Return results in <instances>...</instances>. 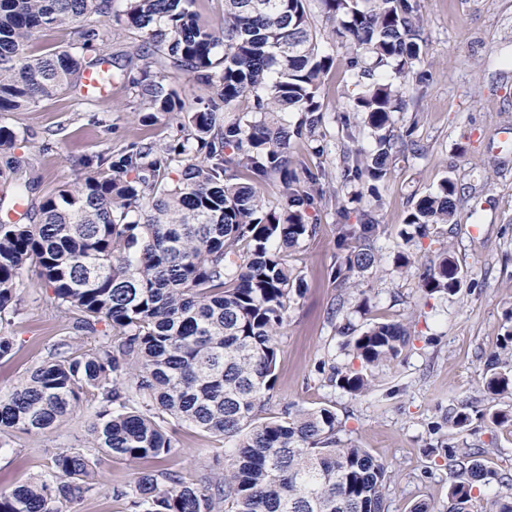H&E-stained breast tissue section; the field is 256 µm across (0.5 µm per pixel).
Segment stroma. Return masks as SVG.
<instances>
[{
    "mask_svg": "<svg viewBox=\"0 0 512 512\" xmlns=\"http://www.w3.org/2000/svg\"><path fill=\"white\" fill-rule=\"evenodd\" d=\"M425 41L416 68L423 80L402 79L403 108L394 113L393 134L406 145L393 155L376 191L346 182L349 149L372 150L374 139L360 123L355 99L364 84L352 67L348 47L332 43L331 28L311 0L319 44L331 51L333 65L318 100L325 114L321 150L292 137L295 160L322 175L313 188L308 223L317 231L287 253L304 288L288 309L279 331L276 383L269 408L322 406L335 411L342 440L368 449L391 471L388 512H410L419 502L446 512L449 449L479 448L486 465L512 478V426L493 425L487 410L512 413V397L484 388L491 354L512 358V0H420ZM129 91L113 85L101 100H82L68 90L36 107L10 113L8 122L27 142L34 159L32 178L38 205L44 192L76 182L87 156L149 138L163 143L176 132L166 116L143 125ZM456 186L455 211L447 224L430 225L425 237L404 242L400 232L416 201L437 193L444 180ZM373 211L385 233L376 243V262L349 288L334 278L340 262L337 226L360 223ZM449 249L463 269L455 295H428L419 274L424 263ZM412 267L395 269L399 251ZM23 302L8 328L16 354L0 359V390L15 386L58 340L87 350L64 314L44 303L35 273H27ZM395 320L411 336L398 358L380 369L375 385L355 396L329 381L331 366L360 370L343 347L345 324L364 327ZM467 409L468 426L449 429L448 415ZM93 406L83 401L67 425L45 433H18L0 448V488L39 473L62 448L88 436ZM180 446L163 468L200 480L223 459L225 441L194 427L178 429ZM137 469L122 461L106 464L101 491L79 496L70 512H124L113 488L133 484Z\"/></svg>",
    "mask_w": 512,
    "mask_h": 512,
    "instance_id": "35a3bbf8",
    "label": "stroma"
}]
</instances>
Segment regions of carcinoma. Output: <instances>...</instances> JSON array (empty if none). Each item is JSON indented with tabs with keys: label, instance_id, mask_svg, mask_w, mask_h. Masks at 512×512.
<instances>
[{
	"label": "carcinoma",
	"instance_id": "obj_1",
	"mask_svg": "<svg viewBox=\"0 0 512 512\" xmlns=\"http://www.w3.org/2000/svg\"><path fill=\"white\" fill-rule=\"evenodd\" d=\"M304 2L224 0L222 23L213 27L200 21L195 0H125L118 14L112 0H0L1 116L62 93L76 73L105 63L93 18L109 17L120 31H140L149 47L112 59L101 80L130 91L146 110L140 121L167 114L178 128L167 143L133 141L92 157L76 184L26 211L29 223L0 221V327L18 312L24 276L33 271L46 306L94 341L79 354L67 340L53 345L17 386L0 392V436L57 429L82 396L96 402L91 440L60 449L45 470L1 489L0 512H68L76 495L98 492L108 460L144 465L133 485L113 490L126 512H387L388 467L342 442L332 409L286 405L267 415L277 335L303 288L273 244L296 247L317 229L305 210L318 177L292 160L284 115L303 113L307 139L321 137L318 91L333 64ZM318 2L332 37L369 59L364 75L413 73L424 41L416 0ZM73 24L74 47L28 51L41 32ZM170 73L191 77L208 97L186 108L167 83ZM399 93L375 80L356 101L376 149L347 155L344 177L372 191L393 154ZM21 141L0 122V153ZM30 166L13 160L0 169V186L32 192ZM271 180L274 206L264 196ZM454 195L446 180L421 197L405 241L448 223ZM383 233L372 213L338 225L340 284L374 263ZM461 283L447 249L422 273L430 294H452ZM409 336L398 321L364 327L345 344L362 370L337 371L332 381L354 395L369 392ZM490 365L487 391L512 396V368L498 358ZM174 423L223 437L231 458L198 482L152 468L179 447ZM481 456L469 452L453 463L448 512H472L474 487L495 478ZM482 512H512V494L495 496Z\"/></svg>",
	"mask_w": 512,
	"mask_h": 512
}]
</instances>
